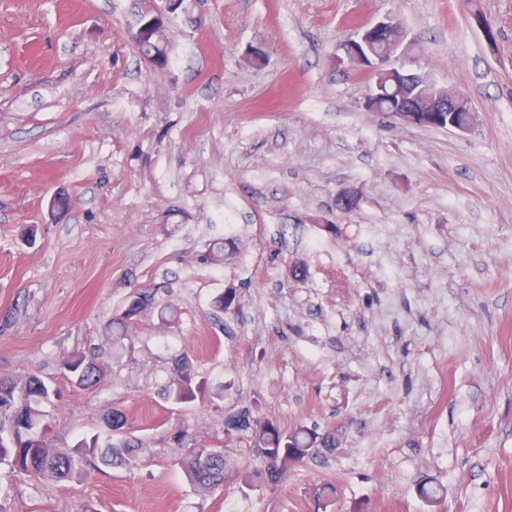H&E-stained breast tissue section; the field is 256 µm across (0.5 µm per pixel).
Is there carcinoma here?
<instances>
[{
	"mask_svg": "<svg viewBox=\"0 0 512 512\" xmlns=\"http://www.w3.org/2000/svg\"><path fill=\"white\" fill-rule=\"evenodd\" d=\"M448 95L455 112L456 122L469 119L473 109L468 100H459L458 95L446 88L435 90L422 79L397 91L383 106V109L401 110L414 107L428 112L434 108L432 100ZM157 309L154 293L141 289L129 298L113 327L120 330L139 320L147 311ZM62 366L67 369L74 383L81 387L96 384L103 375L96 363L86 356L74 352L64 359ZM177 379L162 389V398L176 404L186 403L194 398L192 373L187 362L177 366ZM55 390L38 377L29 378L22 388L11 381L0 380V461H7L22 475L48 479L55 482L74 478L86 462L97 461L98 465L112 468L135 469L139 466L146 449L142 444L124 434L126 418L113 409L105 420L110 434L105 437L92 435L81 439L74 447L55 448L45 433L44 411L41 405L51 400ZM224 433L228 438L250 439V447L259 450L264 468L247 467L238 472L241 487L254 489L262 484L269 487L282 481L288 465L298 463L310 456L314 448L336 447V431L319 433L315 429L298 426L285 431L276 421L256 417L250 412H238L224 421ZM180 467L190 484L200 492H208L224 485V451L195 445L184 449L178 458Z\"/></svg>",
	"mask_w": 512,
	"mask_h": 512,
	"instance_id": "obj_1",
	"label": "carcinoma"
}]
</instances>
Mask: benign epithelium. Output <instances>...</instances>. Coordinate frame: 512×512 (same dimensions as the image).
I'll list each match as a JSON object with an SVG mask.
<instances>
[{
  "label": "benign epithelium",
  "mask_w": 512,
  "mask_h": 512,
  "mask_svg": "<svg viewBox=\"0 0 512 512\" xmlns=\"http://www.w3.org/2000/svg\"><path fill=\"white\" fill-rule=\"evenodd\" d=\"M163 21L161 11L154 10L141 16L134 40L150 48L155 45L160 24ZM389 20L363 25L358 29L356 38L351 40L346 53L351 63L369 70L375 78L371 102L378 108V100L386 93H394L398 83L395 76L400 69L393 66L392 55L399 42L389 37Z\"/></svg>",
  "instance_id": "obj_1"
}]
</instances>
